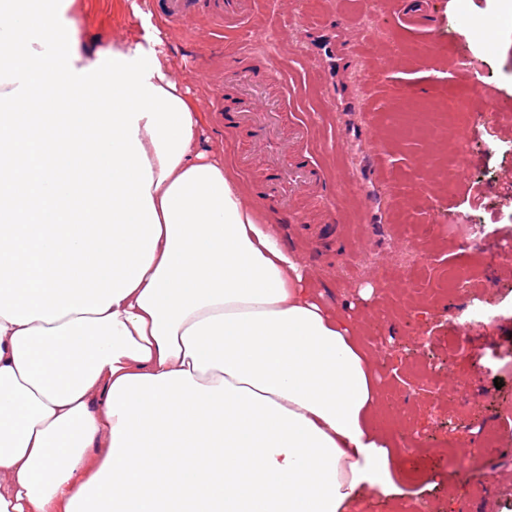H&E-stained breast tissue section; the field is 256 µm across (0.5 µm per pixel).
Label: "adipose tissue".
<instances>
[{
  "label": "adipose tissue",
  "instance_id": "1",
  "mask_svg": "<svg viewBox=\"0 0 512 512\" xmlns=\"http://www.w3.org/2000/svg\"><path fill=\"white\" fill-rule=\"evenodd\" d=\"M72 3L0 0V512H351L401 495L361 321L257 222L222 151H199L159 56L86 45ZM72 157L111 170V204L62 169Z\"/></svg>",
  "mask_w": 512,
  "mask_h": 512
}]
</instances>
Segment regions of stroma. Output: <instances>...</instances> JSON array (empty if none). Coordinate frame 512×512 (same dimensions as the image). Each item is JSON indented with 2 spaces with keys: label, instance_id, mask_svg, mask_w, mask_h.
Masks as SVG:
<instances>
[{
  "label": "stroma",
  "instance_id": "35a3bbf8",
  "mask_svg": "<svg viewBox=\"0 0 512 512\" xmlns=\"http://www.w3.org/2000/svg\"><path fill=\"white\" fill-rule=\"evenodd\" d=\"M426 10L430 29L410 31L398 0H259L246 36L203 15L165 20L153 0H75L69 17L97 49L128 43L161 51L203 112L211 143L223 147L226 169L250 147L247 132L226 128L214 110L235 72L251 70L269 99H283L310 127L309 151L327 184L297 198L300 225L254 194L247 205L276 226L328 304L363 318L360 341L373 355L392 440L418 449L394 475L406 500L431 512H512V258L484 268L462 294L446 291L441 276L466 259L468 241L481 239L492 251L512 242V0H427ZM337 15L357 52L330 91L302 26ZM475 21L491 29L489 44L474 38ZM248 36L275 42L278 79L241 51ZM463 57L475 74L467 85L455 77ZM332 94L366 103L359 120L371 127L381 169L374 188L343 191V172L360 148L340 140L348 116L329 104ZM462 102L484 121L437 137L415 131L419 114L453 112ZM365 193L385 225L359 222L356 198ZM367 286L374 294L364 301L359 291ZM466 303L486 318H458ZM489 349L498 362L486 358ZM482 429L494 433V446L453 458L451 447L471 445ZM471 481L485 492L471 495Z\"/></svg>",
  "mask_w": 512,
  "mask_h": 512
}]
</instances>
